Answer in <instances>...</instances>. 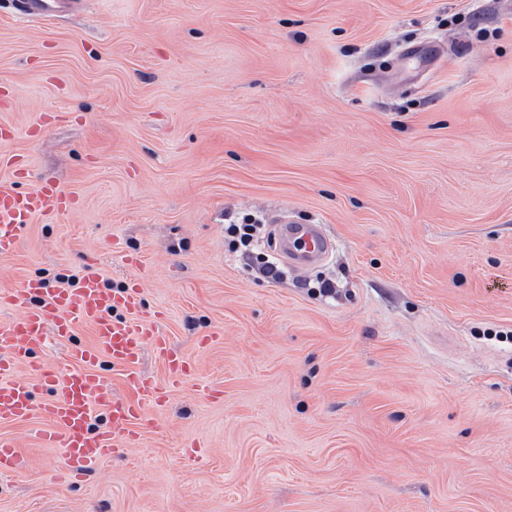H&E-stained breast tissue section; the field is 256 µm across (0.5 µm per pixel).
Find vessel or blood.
<instances>
[{
    "instance_id": "b4317fda",
    "label": "vessel or blood",
    "mask_w": 512,
    "mask_h": 512,
    "mask_svg": "<svg viewBox=\"0 0 512 512\" xmlns=\"http://www.w3.org/2000/svg\"><path fill=\"white\" fill-rule=\"evenodd\" d=\"M16 14L43 18L69 13L78 0H12ZM73 197L51 182L16 191L0 183V255L14 253L26 224L39 215L65 212ZM331 242L319 224H286L280 230L279 255L295 269L324 261ZM15 314L0 324V428L40 419V444L55 448L57 462L49 472L55 483L81 478L97 464L136 444L147 405H158L179 386L191 366L170 347L143 304V289L131 282L120 289L105 288L93 272L72 289L48 288L40 278L26 279L21 288L0 295ZM92 339L75 344L67 370L46 364L36 355L46 334L71 339L80 327ZM152 348L168 366L166 385L138 375L144 348ZM112 363L131 375L137 398L112 397L97 370ZM104 411L106 429H92L95 411ZM25 457L13 440L0 438V472L24 468Z\"/></svg>"
}]
</instances>
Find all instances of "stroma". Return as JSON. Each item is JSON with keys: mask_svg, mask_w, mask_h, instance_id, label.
<instances>
[{"mask_svg": "<svg viewBox=\"0 0 512 512\" xmlns=\"http://www.w3.org/2000/svg\"><path fill=\"white\" fill-rule=\"evenodd\" d=\"M2 124L0 182L75 204L0 290L141 280L193 370L71 486L0 430V512H512V0H0ZM228 213L331 252L264 278ZM78 0H13V10L25 17L43 18L59 13H69L77 9ZM232 224H225L224 230L227 235L228 248L232 252L240 253L247 260L252 257V250L256 248L263 230L264 224L255 217L245 216L240 222L232 221ZM26 460L16 442L0 438V472H18L25 466Z\"/></svg>", "mask_w": 512, "mask_h": 512, "instance_id": "35a3bbf8", "label": "stroma"}]
</instances>
